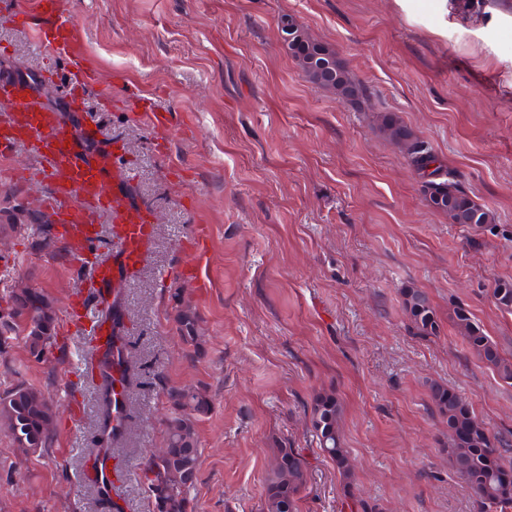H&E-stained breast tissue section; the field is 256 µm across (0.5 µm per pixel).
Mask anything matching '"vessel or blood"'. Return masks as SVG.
<instances>
[{
    "mask_svg": "<svg viewBox=\"0 0 512 512\" xmlns=\"http://www.w3.org/2000/svg\"><path fill=\"white\" fill-rule=\"evenodd\" d=\"M27 6L19 24L32 30L45 55L63 62L57 78L70 105L83 110L86 91L100 86V75L88 63L75 16L62 0H27ZM126 102L158 139L166 138L172 112L155 107L134 91ZM98 135L94 118H85L77 126L68 124L58 112L38 105L27 85L0 77V154L23 148L25 162L11 163L8 174L24 184L39 181L48 186L41 206L51 216L64 249L89 268L82 288L69 297L68 323L105 349L112 341V288L141 271L155 226L142 208L110 192L114 152L110 146H98ZM105 226L115 245L107 255L94 249ZM207 252L204 245L196 249L183 271L204 290L211 286L204 263Z\"/></svg>",
    "mask_w": 512,
    "mask_h": 512,
    "instance_id": "obj_1",
    "label": "vessel or blood"
}]
</instances>
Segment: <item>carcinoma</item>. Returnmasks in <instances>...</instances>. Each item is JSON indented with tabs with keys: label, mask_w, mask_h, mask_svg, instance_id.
<instances>
[{
	"label": "carcinoma",
	"mask_w": 512,
	"mask_h": 512,
	"mask_svg": "<svg viewBox=\"0 0 512 512\" xmlns=\"http://www.w3.org/2000/svg\"><path fill=\"white\" fill-rule=\"evenodd\" d=\"M306 77L321 86L333 89L349 98L359 88L353 86L348 72L336 64L331 73L308 72ZM382 132L400 144L413 166L432 176L426 188L432 204L448 214L453 224H489L490 212L476 202L455 179L443 169L425 144L397 120L386 115ZM15 193H6L0 206V232L40 236L45 246L54 242L52 225L45 223L44 214H32L28 208L9 204ZM497 304L512 311V282L498 281L491 289ZM405 313L417 332L433 336L439 329L437 316L428 296L417 288L402 293ZM452 322L469 348L505 381L512 380V361L503 358L495 343L472 320L470 312L459 306ZM178 332L182 341L192 347L199 344L197 317L190 308L177 315ZM20 339L34 360L57 349L65 352L67 337L60 336V325L52 301L41 290L18 283L0 296V355L7 353L9 340ZM127 341L124 326L117 313H112V347L98 359V366H89L86 380L94 381L95 370L102 377L99 390L105 402L104 426L111 427L112 437L126 432V420L111 424L112 396L116 395L106 375V368L115 364L121 371L123 400H128L125 352ZM172 411L166 423L167 450L145 459L141 466L143 484L152 512H188L189 493L194 487L199 469L200 449L196 434L199 417L208 414L211 403L200 391L171 388L167 391ZM431 399L438 413L448 423V463L468 484L472 495L484 507L495 512H512V467L506 468L496 456L495 438L483 422L477 419L469 405L454 391L434 386ZM311 423L322 451L336 464L346 484H351L347 451L342 448L339 420L342 406L336 393L323 391L314 395ZM57 412L46 393L24 381H17L0 390V431L27 455L46 457L52 448ZM308 480V470L296 448H281L266 478L263 512H296V501Z\"/></svg>",
	"instance_id": "carcinoma-1"
}]
</instances>
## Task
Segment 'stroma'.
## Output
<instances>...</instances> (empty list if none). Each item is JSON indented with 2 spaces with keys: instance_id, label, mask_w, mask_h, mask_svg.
<instances>
[{
  "instance_id": "stroma-1",
  "label": "stroma",
  "mask_w": 512,
  "mask_h": 512,
  "mask_svg": "<svg viewBox=\"0 0 512 512\" xmlns=\"http://www.w3.org/2000/svg\"><path fill=\"white\" fill-rule=\"evenodd\" d=\"M0 0V75L31 85L68 122L78 116L29 31ZM89 62L112 87L86 94L102 143H118L112 181L152 214L142 271L120 287L127 330V433L112 445L128 475L97 498L79 461L101 441V395L81 375L89 336L29 358L0 356V387L23 380L60 412L49 457L24 456L0 433V512H149L139 464L165 446L166 392H206L189 512H262L280 448L308 468L298 512H484L448 466V426L430 399L458 392L509 446L512 382L475 356L449 316L465 307L512 360V311L491 290L512 281V7L506 0H66ZM328 43L365 95L350 101L311 83L282 27ZM178 115L167 145L124 104L128 90ZM392 115L432 149L489 210L488 224H453L424 178L381 131ZM210 230L199 294L180 277L197 225ZM0 292L43 290L58 316L82 285L62 247L0 234ZM424 291L437 335H418L403 288ZM190 305L191 351L174 316ZM335 391L355 478L345 485L310 421L316 393Z\"/></svg>"
}]
</instances>
